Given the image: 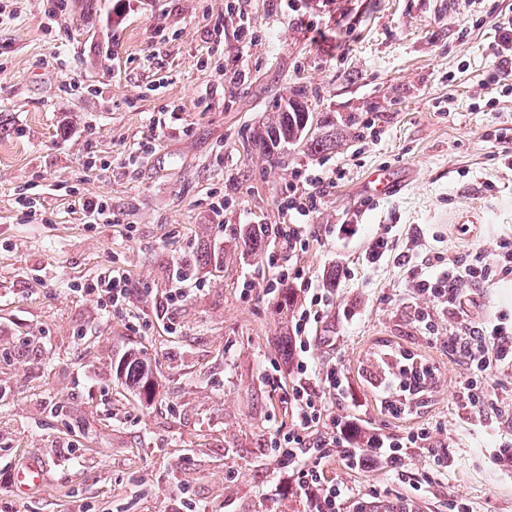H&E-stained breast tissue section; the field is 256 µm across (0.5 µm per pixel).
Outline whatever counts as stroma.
I'll return each mask as SVG.
<instances>
[{
  "label": "stroma",
  "mask_w": 512,
  "mask_h": 512,
  "mask_svg": "<svg viewBox=\"0 0 512 512\" xmlns=\"http://www.w3.org/2000/svg\"><path fill=\"white\" fill-rule=\"evenodd\" d=\"M54 2L0 11V512H308L267 446L285 417L267 377L295 376L282 344L294 312L264 290L272 257L318 285L335 278L310 348L350 379L330 410L391 438L431 435L395 474L333 459L326 477L364 512H512V470L496 462L512 418L477 419L460 399L450 341L465 318L512 324V275L474 288L462 313L407 286L436 257L512 237V169L494 137L512 128V84L495 78L512 0ZM235 70L244 78L226 82ZM295 97L311 137L335 133V147L259 153L257 133ZM367 123L377 135L359 140ZM338 166L309 248L287 253L285 187L297 170ZM380 166L401 177L398 195L371 194ZM83 196L106 201L111 222L87 223ZM353 213L368 231L345 249L332 230ZM258 224L254 256L241 233ZM384 231L397 246L368 263V237ZM194 259L197 290L167 305ZM115 268L134 288L122 310L86 291ZM383 340L433 368L425 407L393 412L366 382ZM131 350L151 367V396L114 374ZM32 461L44 480L21 485Z\"/></svg>",
  "instance_id": "35a3bbf8"
}]
</instances>
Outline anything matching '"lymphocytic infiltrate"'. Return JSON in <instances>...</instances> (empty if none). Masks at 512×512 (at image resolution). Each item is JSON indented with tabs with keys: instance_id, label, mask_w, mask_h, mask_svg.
<instances>
[{
	"instance_id": "1",
	"label": "lymphocytic infiltrate",
	"mask_w": 512,
	"mask_h": 512,
	"mask_svg": "<svg viewBox=\"0 0 512 512\" xmlns=\"http://www.w3.org/2000/svg\"><path fill=\"white\" fill-rule=\"evenodd\" d=\"M344 177L345 170L341 167L298 172L280 201L284 215L280 236L288 251L308 248L312 237L309 218L318 210L325 187L337 184ZM497 271L512 273V238L501 239L494 256L473 251L467 260H451L432 273L411 275L408 285L415 294L454 305L462 302L465 290L489 282ZM291 279L298 281L308 303L300 308L291 328L297 377L288 383L278 380L273 383L291 423L276 427L269 446L279 467L289 471L291 490L306 500L310 512H343L351 493L347 486L325 480L326 461L338 457L356 468L363 464L368 453L374 452L394 469L402 461L403 449L422 447L430 434L421 428L397 439L368 437L359 418H341L328 411L329 400L344 398L350 388L344 370L321 367L309 355L311 335L318 329L330 299L324 289L299 270L274 272L267 281V293L279 294L281 285ZM455 342L468 370L460 385L461 399L478 417L500 413L501 407L486 390L484 381L492 373L512 371V327L497 317L477 324L465 321Z\"/></svg>"
}]
</instances>
